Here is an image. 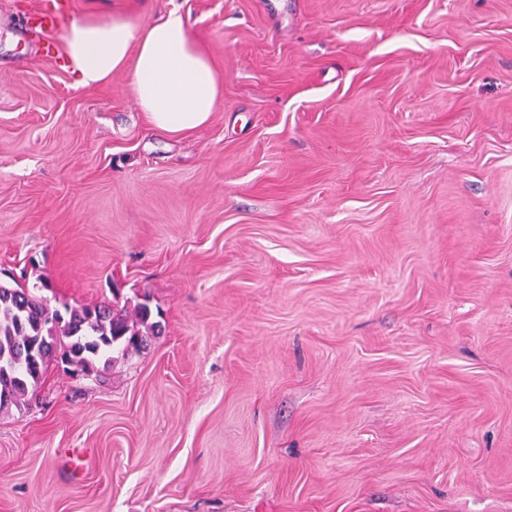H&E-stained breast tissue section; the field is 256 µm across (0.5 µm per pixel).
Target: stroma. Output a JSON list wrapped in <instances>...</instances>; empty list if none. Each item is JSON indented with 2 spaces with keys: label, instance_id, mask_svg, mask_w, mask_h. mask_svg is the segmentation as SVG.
<instances>
[{
  "label": "stroma",
  "instance_id": "obj_1",
  "mask_svg": "<svg viewBox=\"0 0 512 512\" xmlns=\"http://www.w3.org/2000/svg\"><path fill=\"white\" fill-rule=\"evenodd\" d=\"M0 0V281L162 332L0 410V512H512V0L179 10L224 98L66 66Z\"/></svg>",
  "mask_w": 512,
  "mask_h": 512
}]
</instances>
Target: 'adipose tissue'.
<instances>
[{"label": "adipose tissue", "mask_w": 512, "mask_h": 512, "mask_svg": "<svg viewBox=\"0 0 512 512\" xmlns=\"http://www.w3.org/2000/svg\"><path fill=\"white\" fill-rule=\"evenodd\" d=\"M62 40L80 87L95 88L114 73L130 71L139 111L163 132L195 131L222 101L217 65L178 11L147 22L120 7L106 19L90 13L71 21Z\"/></svg>", "instance_id": "adipose-tissue-1"}]
</instances>
